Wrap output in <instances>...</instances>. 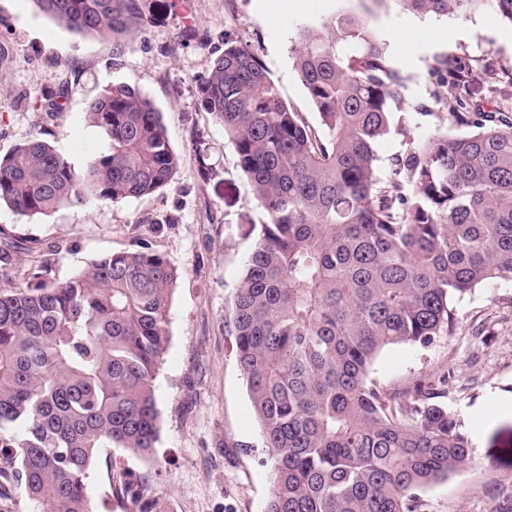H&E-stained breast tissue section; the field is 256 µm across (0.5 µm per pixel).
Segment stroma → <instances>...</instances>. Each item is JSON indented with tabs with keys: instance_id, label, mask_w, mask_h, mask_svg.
<instances>
[{
	"instance_id": "1",
	"label": "stroma",
	"mask_w": 512,
	"mask_h": 512,
	"mask_svg": "<svg viewBox=\"0 0 512 512\" xmlns=\"http://www.w3.org/2000/svg\"><path fill=\"white\" fill-rule=\"evenodd\" d=\"M148 22L121 58L110 39L77 36L40 14L32 0H0V155L51 130V143L77 161L104 139L90 126L86 102L119 82L137 84L161 112L180 157L173 179L149 196L86 208L62 207L21 216L0 206V288L24 285V273L47 262L62 282L86 262L148 246L178 271L167 320L168 342L155 380L158 438L148 456L101 449L91 474L92 512H132L115 496L113 471L140 476L161 512H265L270 484L267 450L236 361L224 318L263 210L247 191L224 129L204 112L196 80L224 50L225 37L247 45L266 66L282 97L309 123L318 113L291 57V37L304 19L331 12L337 0L273 15L271 0H145ZM374 24L396 66L409 76V103L429 98V71L443 55L471 66L472 102L490 111L512 105V87H492L489 76L512 68L505 36L512 23L491 10L470 15L417 17L378 11ZM430 30L406 44L402 26ZM67 85L53 124L36 103L42 90ZM456 329L426 347L384 350L371 377L390 394L424 381L438 404L461 421L474 463L427 488L426 512H512V279L498 280L455 302Z\"/></svg>"
}]
</instances>
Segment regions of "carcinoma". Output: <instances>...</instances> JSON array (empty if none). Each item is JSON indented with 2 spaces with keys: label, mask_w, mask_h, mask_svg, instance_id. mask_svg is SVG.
<instances>
[{
  "label": "carcinoma",
  "mask_w": 512,
  "mask_h": 512,
  "mask_svg": "<svg viewBox=\"0 0 512 512\" xmlns=\"http://www.w3.org/2000/svg\"><path fill=\"white\" fill-rule=\"evenodd\" d=\"M405 14L490 8L512 0H340L294 31L293 65L319 115L306 122L240 41L197 81L200 106L224 128L260 203L253 250L224 327L268 448L266 512H426L427 487L474 462L460 420L433 386L387 393L370 378L395 345L454 333V302L512 278V109L470 101L469 67L436 56L448 88L414 106L409 77L367 2ZM83 36L142 30L143 0H33ZM65 89L43 98L44 119ZM105 146L78 166L47 140L0 155V204L22 216L151 195L179 166L161 113L140 88L108 85L87 101ZM432 127L424 139L408 125ZM405 148L380 174L376 143ZM31 268L0 288V512H91L101 448L145 455L158 434L154 380L178 273L146 246L105 255L70 279ZM113 492L137 512L158 502L127 471Z\"/></svg>",
  "instance_id": "cac0c4a2"
}]
</instances>
